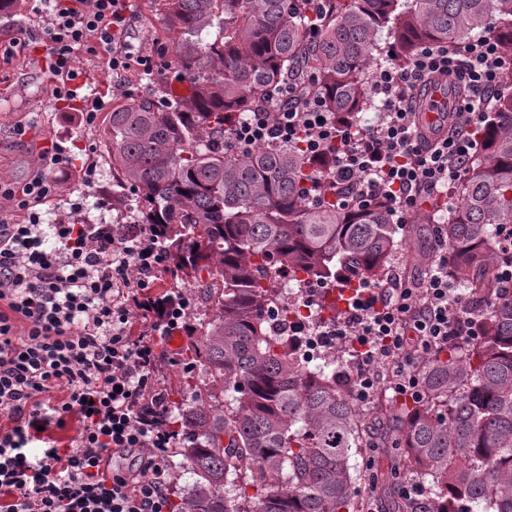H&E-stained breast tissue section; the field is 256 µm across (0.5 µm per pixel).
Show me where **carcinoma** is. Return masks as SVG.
<instances>
[{
    "label": "carcinoma",
    "instance_id": "obj_1",
    "mask_svg": "<svg viewBox=\"0 0 512 512\" xmlns=\"http://www.w3.org/2000/svg\"><path fill=\"white\" fill-rule=\"evenodd\" d=\"M156 2L179 54L154 93L112 108L103 134L117 183L144 223L165 227L177 267L194 272L187 349L201 378L175 452L195 481L179 512H359L360 482L392 512H416L400 496L404 479L425 486L427 512H512V281L498 278L512 264L499 249L512 231V71L453 187L458 201L422 215L448 248L478 335L430 351L411 407L387 397L361 408L345 356L312 366L269 322L282 276L379 280L407 250L403 225L384 201L345 203L297 148L242 150L224 131L225 115L269 106L285 87L358 124L376 108L370 69L384 51L403 67L423 46L488 37L512 60V0ZM214 26L222 37L203 42ZM175 80L189 93L174 96ZM362 448L397 467L361 473L351 458Z\"/></svg>",
    "mask_w": 512,
    "mask_h": 512
}]
</instances>
